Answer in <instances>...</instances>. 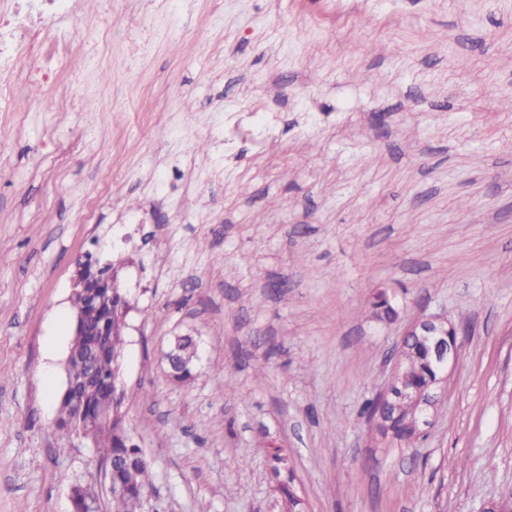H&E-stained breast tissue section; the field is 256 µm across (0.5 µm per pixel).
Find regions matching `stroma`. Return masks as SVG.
<instances>
[{
  "instance_id": "1",
  "label": "stroma",
  "mask_w": 512,
  "mask_h": 512,
  "mask_svg": "<svg viewBox=\"0 0 512 512\" xmlns=\"http://www.w3.org/2000/svg\"><path fill=\"white\" fill-rule=\"evenodd\" d=\"M73 4L70 55L14 63L79 75L93 110L0 105V512H71L76 483L111 512L96 448L55 430L88 251L131 305L139 512H280L279 470L308 512L511 498L512 0ZM381 291L394 321L369 314ZM430 316L466 332L407 445L362 408ZM186 334L183 385L165 355Z\"/></svg>"
}]
</instances>
